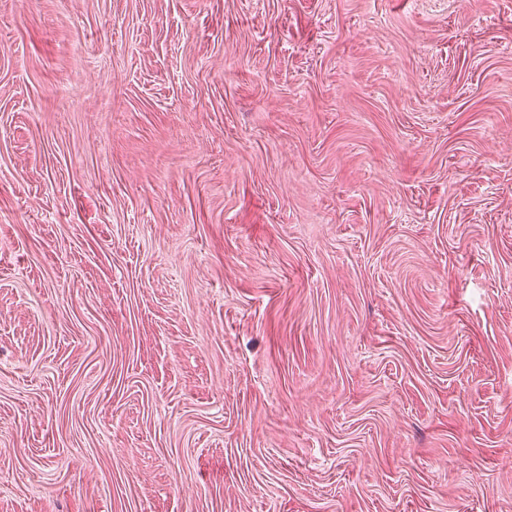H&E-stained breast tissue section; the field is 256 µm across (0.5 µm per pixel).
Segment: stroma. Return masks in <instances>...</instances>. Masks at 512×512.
<instances>
[{
  "mask_svg": "<svg viewBox=\"0 0 512 512\" xmlns=\"http://www.w3.org/2000/svg\"><path fill=\"white\" fill-rule=\"evenodd\" d=\"M0 512H512V0H0Z\"/></svg>",
  "mask_w": 512,
  "mask_h": 512,
  "instance_id": "1",
  "label": "stroma"
}]
</instances>
